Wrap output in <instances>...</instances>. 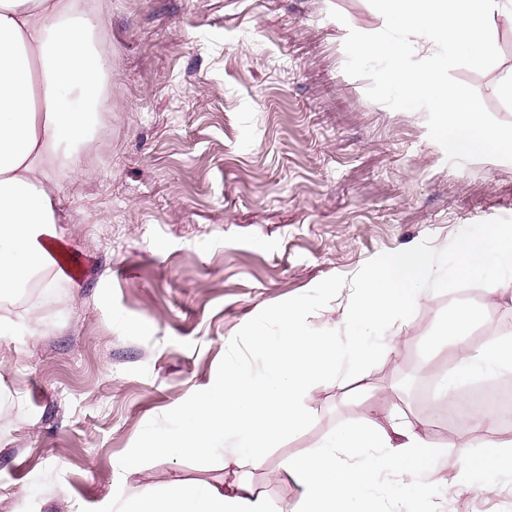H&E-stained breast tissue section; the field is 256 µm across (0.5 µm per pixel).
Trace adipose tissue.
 I'll return each instance as SVG.
<instances>
[{
    "label": "adipose tissue",
    "instance_id": "obj_1",
    "mask_svg": "<svg viewBox=\"0 0 512 512\" xmlns=\"http://www.w3.org/2000/svg\"><path fill=\"white\" fill-rule=\"evenodd\" d=\"M97 24L95 16H75L71 0H0V295L47 271L60 248L57 227L66 213L52 158L61 147L88 143L89 104L99 97L107 67L86 46ZM490 267L496 276L488 294L495 299L512 290V232L495 225L461 243L449 265L417 250L394 253L367 281L351 317L364 326L408 319L424 297L420 282L432 274L464 281ZM511 368L512 353L491 345L464 355L447 385ZM444 453L417 424L386 429L371 422L286 461L283 470L300 492L301 512H350L351 500H363L383 468L411 489V512H433L430 478ZM493 457L489 464L465 455L464 485L478 486L491 465L511 479L512 448L497 447ZM122 512L272 510L250 483L236 480L220 491L191 483L163 492L145 486L124 501Z\"/></svg>",
    "mask_w": 512,
    "mask_h": 512
}]
</instances>
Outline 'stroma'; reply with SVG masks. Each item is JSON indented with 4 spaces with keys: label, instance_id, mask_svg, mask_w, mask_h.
<instances>
[{
    "label": "stroma",
    "instance_id": "obj_1",
    "mask_svg": "<svg viewBox=\"0 0 512 512\" xmlns=\"http://www.w3.org/2000/svg\"><path fill=\"white\" fill-rule=\"evenodd\" d=\"M99 19L108 69L80 177L58 159L70 272L43 298L0 301V512H110L152 484L236 477L272 512H299L284 461L346 428L426 418L447 453L435 512H512V480L489 471L460 487L463 454L512 432L449 424L426 401L457 350L512 342V299L487 305V284L424 283L390 335L400 343L351 381L320 383L315 422L261 463L177 458L121 470L144 425L211 384L235 333L264 307L352 276L369 259L463 227L512 217V162L448 163L426 114L368 99L343 71L348 29L375 33L368 0H79ZM343 21L329 17V10ZM499 61L455 68L490 114L512 122V28L493 32ZM475 319L453 347L437 342L458 308Z\"/></svg>",
    "mask_w": 512,
    "mask_h": 512
}]
</instances>
